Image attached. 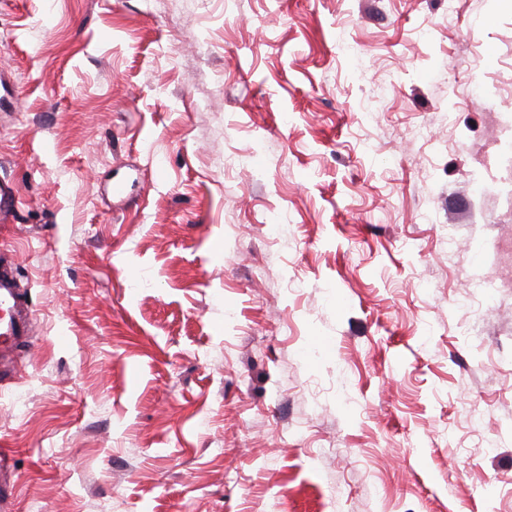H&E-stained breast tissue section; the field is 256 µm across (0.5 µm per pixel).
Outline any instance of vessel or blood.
Masks as SVG:
<instances>
[{
  "mask_svg": "<svg viewBox=\"0 0 512 512\" xmlns=\"http://www.w3.org/2000/svg\"><path fill=\"white\" fill-rule=\"evenodd\" d=\"M34 320L10 262L0 256V381L11 378L10 356L34 334Z\"/></svg>",
  "mask_w": 512,
  "mask_h": 512,
  "instance_id": "vessel-or-blood-1",
  "label": "vessel or blood"
}]
</instances>
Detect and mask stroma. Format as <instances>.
Instances as JSON below:
<instances>
[{
	"label": "stroma",
	"mask_w": 512,
	"mask_h": 512,
	"mask_svg": "<svg viewBox=\"0 0 512 512\" xmlns=\"http://www.w3.org/2000/svg\"><path fill=\"white\" fill-rule=\"evenodd\" d=\"M507 124L512 0H0L6 512H512ZM34 320L10 262L0 256V381L13 376L10 355L34 334Z\"/></svg>",
	"instance_id": "obj_1"
}]
</instances>
